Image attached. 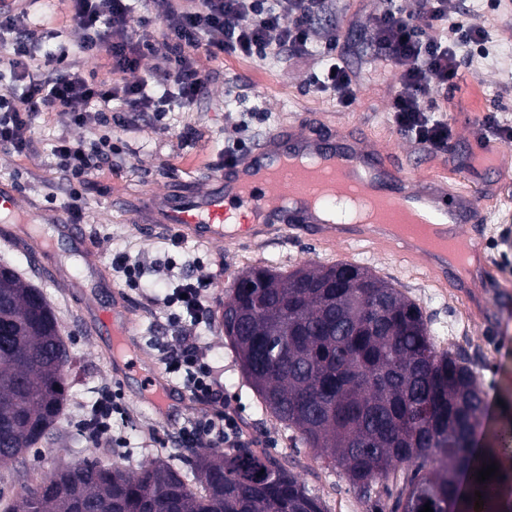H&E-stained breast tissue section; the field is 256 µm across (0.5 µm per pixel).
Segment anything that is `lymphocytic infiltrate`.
Wrapping results in <instances>:
<instances>
[{"label":"lymphocytic infiltrate","instance_id":"lymphocytic-infiltrate-1","mask_svg":"<svg viewBox=\"0 0 512 512\" xmlns=\"http://www.w3.org/2000/svg\"><path fill=\"white\" fill-rule=\"evenodd\" d=\"M136 4L137 0H70L69 16L80 34L76 49L106 58L113 74L108 82L69 63L73 48L68 43H57L52 52L38 57L37 33L25 29L22 15L0 11V51L22 88L17 96L0 95L1 151L28 152L27 133L38 112H65L75 126L90 127L107 122L106 109L114 101L131 112L166 111L175 96L193 103L209 82L202 57L224 53L262 58L276 50L290 59L306 55L311 47H322L324 64L313 74V83L345 104L358 99L356 79L337 53L338 29L318 24L329 10V0H150L140 23L145 27L161 23L166 52L148 82L126 79L155 53L148 36L136 37L130 30ZM456 7V0H424L419 11L407 13L391 2L373 26L378 54L400 69V88L391 106L393 124L435 154L447 150L451 130L447 122L434 118L431 93L455 85L462 68L460 46L478 40L469 29L445 42L434 36L437 23ZM54 154L58 170L75 185L66 203L68 211L80 217L84 202L78 185L111 156L112 141L101 139L90 149L83 139H65ZM209 285L208 279L198 278L167 297V306L179 309L186 318L184 335L166 355L164 365L167 373L186 374L192 393L211 409L209 417L181 430L182 447L208 448L219 443L241 448L248 440L237 412L225 402L191 334L194 326L209 319L205 300ZM120 410L116 393L103 387L90 415L78 425L80 434L94 444L111 441L112 419Z\"/></svg>","mask_w":512,"mask_h":512}]
</instances>
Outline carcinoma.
<instances>
[{
    "label": "carcinoma",
    "instance_id": "carcinoma-1",
    "mask_svg": "<svg viewBox=\"0 0 512 512\" xmlns=\"http://www.w3.org/2000/svg\"><path fill=\"white\" fill-rule=\"evenodd\" d=\"M224 301V337L268 412L366 501L400 478L392 512H512V430L478 448L485 393L420 307L366 266L253 267ZM73 357L43 293L0 265V468L64 415ZM191 474L77 460L23 485L4 512H327L286 461L191 451ZM497 463L498 476L476 473ZM481 497L475 496V491ZM484 506L475 508L476 500Z\"/></svg>",
    "mask_w": 512,
    "mask_h": 512
}]
</instances>
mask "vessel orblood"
<instances>
[{
	"instance_id": "vessel-or-blood-1",
	"label": "vessel or blood",
	"mask_w": 512,
	"mask_h": 512,
	"mask_svg": "<svg viewBox=\"0 0 512 512\" xmlns=\"http://www.w3.org/2000/svg\"><path fill=\"white\" fill-rule=\"evenodd\" d=\"M306 157L320 162L322 172L333 178L348 170L372 175L373 189L389 215L408 212L420 215L425 224L433 226L439 239L452 241L460 250L471 251L470 242L457 227L472 222L477 206L474 195H442V204L452 215L437 217L435 213L426 212L424 197L429 192L440 193L439 181L420 179L404 172L391 152L368 145L364 136L319 125L306 129L282 126L268 133L253 149L226 162L223 169L214 174L212 188L186 197L152 198L148 206L150 221L172 227L186 237L220 242L230 237L227 221L237 213L252 235L265 231L268 225L278 224L328 243L364 240L392 243V236L373 226L319 224L322 212L338 207L337 194L324 195L314 208L286 202V195L305 178L296 162ZM57 222L63 232L71 235L87 264H95L93 241L66 215H58ZM402 254L413 262L426 263L434 279L447 280L448 268L443 265L440 254L407 246L403 247ZM97 321L100 326L109 328L117 339L116 348L122 358L112 362L111 369L116 380H123L127 371L140 368L141 363L134 355L129 310L122 292H114L111 305L99 313ZM148 377L149 395L158 401L162 412L182 404V397L162 373L152 371Z\"/></svg>"
}]
</instances>
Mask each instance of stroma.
<instances>
[{
    "label": "stroma",
    "instance_id": "obj_1",
    "mask_svg": "<svg viewBox=\"0 0 512 512\" xmlns=\"http://www.w3.org/2000/svg\"><path fill=\"white\" fill-rule=\"evenodd\" d=\"M383 9V0H333L322 19L323 25L342 31L343 60L359 84V101L352 106L310 87L311 73L322 65L316 53L290 62L272 56L204 59L210 75L204 93L191 106L172 100L160 120L153 113L128 112L112 104L116 148L101 171L90 175L81 188L85 200L81 226L97 246V263L108 286L89 274L72 272L66 261L71 244L54 230L70 186L56 168L53 148L62 139L95 140L97 130L73 125L64 112H41L28 132L31 152L0 151V186L16 190L25 208L18 221L0 214V262L14 267L44 293L76 360L64 421L50 440L30 450L24 464L0 470V508L23 483L74 458H96L127 469L161 459L178 472L189 470L188 453L178 435L203 415V406L188 397L170 417L160 416L139 379L115 382L106 332L87 334L80 326L93 319L97 307L111 304L113 290H121L131 306V333L140 361L161 368L164 346L175 344L181 336L171 308L162 302L164 295L181 282L208 277L212 280L207 294L211 318L195 327L193 334L225 400L236 407L253 448L285 458L289 469L322 498L328 512H390L392 498L381 496L376 508H369L345 475L328 469L310 448L285 441V429L257 408L255 393L224 338L219 310L237 278L254 266L293 269L358 263L415 300L441 346L454 345L459 328H467L463 348L482 380L487 400L478 441L483 446L494 442L501 425L512 417V350H503L498 342L506 321L497 304L487 305L486 317L476 316L463 294L437 285L424 265L370 241L332 245L282 230L258 238L209 242L176 239L159 224L150 230L145 227L144 198L208 187L212 167L227 145L241 141L253 146L267 132L289 123L358 129L395 152L400 164L418 175L447 182L458 191L482 189L475 223L461 225L460 230L473 235L486 265L495 273L494 289L512 305V141L499 142L492 153L486 150L482 135L490 116L498 125L512 127V0H461L459 13L435 30L445 40L459 22L480 30L483 38L482 46L463 47L464 65L456 88L432 94L436 119L447 121L452 130L447 152L439 154L398 133L391 122L389 106L398 88V72L370 44L371 28ZM31 224L54 232V244L44 257H37L28 246L26 230ZM119 254L143 267L138 285H128L113 269L111 259ZM110 384L116 385L124 408L123 416L112 422L114 435L123 440L119 447L92 444L76 429L91 412L98 391Z\"/></svg>",
    "mask_w": 512,
    "mask_h": 512
}]
</instances>
